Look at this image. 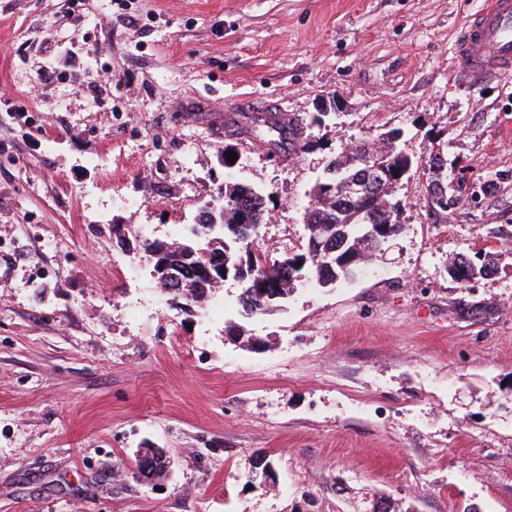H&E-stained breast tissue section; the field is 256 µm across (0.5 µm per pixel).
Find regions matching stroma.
Returning a JSON list of instances; mask_svg holds the SVG:
<instances>
[{"label":"stroma","mask_w":512,"mask_h":512,"mask_svg":"<svg viewBox=\"0 0 512 512\" xmlns=\"http://www.w3.org/2000/svg\"><path fill=\"white\" fill-rule=\"evenodd\" d=\"M483 3L0 0V512H512V75L452 72ZM267 99L290 163L224 130ZM387 132L415 167L365 273L251 318L230 280L157 287L144 244L228 182L298 253L329 162ZM462 255L493 272L458 283ZM135 457L140 463L138 477L145 484L156 485L158 480L169 470V460L160 448H140L135 452ZM135 460V473L138 468V462Z\"/></svg>","instance_id":"1"}]
</instances>
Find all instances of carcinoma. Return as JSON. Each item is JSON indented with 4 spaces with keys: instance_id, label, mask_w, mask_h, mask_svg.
<instances>
[{
    "instance_id": "cac0c4a2",
    "label": "carcinoma",
    "mask_w": 512,
    "mask_h": 512,
    "mask_svg": "<svg viewBox=\"0 0 512 512\" xmlns=\"http://www.w3.org/2000/svg\"><path fill=\"white\" fill-rule=\"evenodd\" d=\"M244 132L265 141L269 150L279 153L294 136V132L280 124L276 116L258 112L240 113ZM374 150L386 154V160L396 157L399 150L396 138L389 137L371 148L359 141L349 153L334 159L329 166L344 167L347 176L361 171L360 164ZM222 201L213 211L205 207L198 214V221L191 229V236L171 244L153 242L145 247L150 253L155 249L165 251L179 278L171 282H161L159 287L168 293L180 296L187 301H195L208 295L217 283L206 280L203 271L222 258L224 269L247 283L256 282L262 288H276L282 294H289L293 279L302 275L317 282L349 280L356 275V268H343L337 264L331 268L322 265L313 251V242L323 227L330 226L334 231V245L340 253L355 243L361 244V255L373 254L378 241L366 237L369 225L359 223L354 208L357 202L347 198L328 207L310 206L307 208V224L310 235L303 252L288 255L281 260L269 262L266 255L254 244V235L266 217V203L261 194L240 183L225 185L221 193ZM378 223L384 226L383 233L393 237L400 230L395 216V208L379 203ZM239 304L243 315L253 317L268 312L264 299L250 288L242 289Z\"/></svg>"
}]
</instances>
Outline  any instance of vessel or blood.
<instances>
[{
  "label": "vessel or blood",
  "instance_id": "b4317fda",
  "mask_svg": "<svg viewBox=\"0 0 512 512\" xmlns=\"http://www.w3.org/2000/svg\"><path fill=\"white\" fill-rule=\"evenodd\" d=\"M454 64L460 77L474 86L512 74V0H487L464 19Z\"/></svg>",
  "mask_w": 512,
  "mask_h": 512
}]
</instances>
